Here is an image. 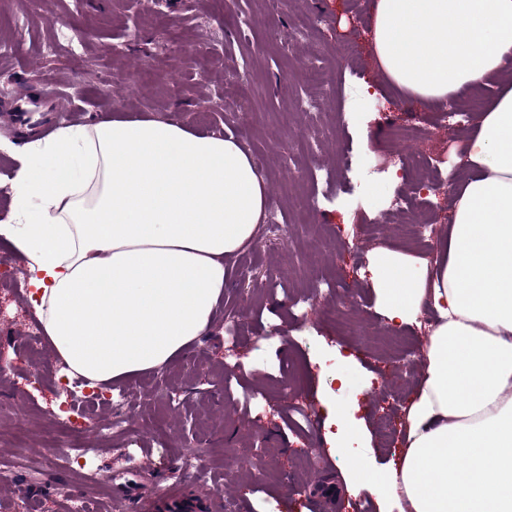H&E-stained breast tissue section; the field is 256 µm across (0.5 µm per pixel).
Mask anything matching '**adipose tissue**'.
Masks as SVG:
<instances>
[{
  "instance_id": "obj_1",
  "label": "adipose tissue",
  "mask_w": 512,
  "mask_h": 512,
  "mask_svg": "<svg viewBox=\"0 0 512 512\" xmlns=\"http://www.w3.org/2000/svg\"><path fill=\"white\" fill-rule=\"evenodd\" d=\"M371 57L407 96L442 102L496 81L459 143L449 229L432 270L385 249L373 280L393 324L434 313L404 449L355 489L401 512H512V0H375ZM0 236L68 376L109 386L162 367L210 329L227 268L252 247L267 187L230 136L115 117L17 156Z\"/></svg>"
}]
</instances>
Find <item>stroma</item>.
Returning a JSON list of instances; mask_svg holds the SVG:
<instances>
[{"instance_id": "stroma-1", "label": "stroma", "mask_w": 512, "mask_h": 512, "mask_svg": "<svg viewBox=\"0 0 512 512\" xmlns=\"http://www.w3.org/2000/svg\"><path fill=\"white\" fill-rule=\"evenodd\" d=\"M373 0H158L130 20L127 0H0V104L43 85L87 99L63 125L150 115L199 133L234 129L267 184L266 219L255 245L235 258L225 301H238L239 338L225 341V309L210 332L165 366L118 383L124 428L95 440L83 474L49 458L85 444L54 421L64 397L59 364L33 353L37 316L27 300L24 259L0 236V512H73L74 501L109 502L129 488L162 493L204 483L242 512H326L321 485L342 490L340 512H400L393 501L351 495L357 460L386 469L402 451L405 408L421 377L428 327L422 311L394 329L383 315L370 264L387 248L405 262L433 261L448 229L447 194L432 196L423 243L400 236L390 205L414 174L401 164L412 142L440 177L459 173L452 148L472 115L445 121L439 106L412 102L369 54ZM354 65H333L338 42ZM330 61L333 95L312 94L297 75ZM224 112L225 124L215 122ZM24 145L0 126V223L12 210L15 155ZM395 168V179L384 171ZM339 185L324 194L316 174ZM381 194H374V185ZM318 196L317 209L302 207ZM259 280L240 289L241 271ZM310 298L301 312L298 294ZM346 373L347 386L336 375ZM359 404L363 428L349 447L327 440L336 423L322 403ZM315 417L306 424L304 414Z\"/></svg>"}]
</instances>
